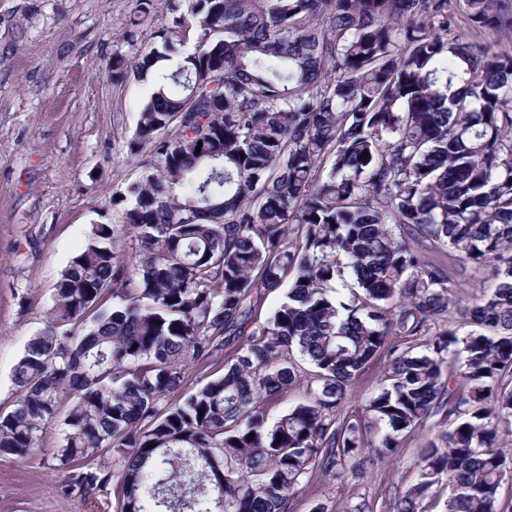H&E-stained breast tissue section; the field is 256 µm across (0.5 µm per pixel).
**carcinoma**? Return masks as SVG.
Masks as SVG:
<instances>
[{
  "label": "carcinoma",
  "mask_w": 512,
  "mask_h": 512,
  "mask_svg": "<svg viewBox=\"0 0 512 512\" xmlns=\"http://www.w3.org/2000/svg\"><path fill=\"white\" fill-rule=\"evenodd\" d=\"M463 10L512 37L509 0ZM173 13L150 49L112 58L114 82H149L130 145L150 146L145 174L123 224L96 225L61 272L14 366L0 455L28 457L61 416L53 459L70 495L118 474L116 512H287L305 475L357 472L363 449L384 456L446 408L455 421L424 442L393 512H426L442 484L448 512H499L512 56L451 35L448 0H181ZM426 242L459 252L488 292L460 304ZM283 287L260 321L258 291ZM452 307L483 332L445 330L423 353L392 344ZM230 342L222 375L170 399L187 364ZM382 353L380 392L360 421L340 419ZM307 375L310 400L268 424L265 406Z\"/></svg>",
  "instance_id": "carcinoma-1"
}]
</instances>
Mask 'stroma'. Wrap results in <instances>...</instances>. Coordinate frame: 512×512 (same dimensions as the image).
Returning <instances> with one entry per match:
<instances>
[{
    "instance_id": "stroma-1",
    "label": "stroma",
    "mask_w": 512,
    "mask_h": 512,
    "mask_svg": "<svg viewBox=\"0 0 512 512\" xmlns=\"http://www.w3.org/2000/svg\"><path fill=\"white\" fill-rule=\"evenodd\" d=\"M172 3L151 0L132 36L135 0H0V412L15 399L13 367L43 326L61 271L94 225L121 223V194L143 173L149 150L129 145L148 86L113 83L112 54L149 49ZM426 251L443 261L458 298L481 295V277L457 251ZM387 364L377 357L360 375L342 417L361 416ZM447 425L443 414L427 419L358 474L306 475L289 512H392L397 490L416 478L422 442ZM63 431L55 421L28 458L0 457V512H113L116 487L90 502L64 495L65 474L51 461Z\"/></svg>"
}]
</instances>
